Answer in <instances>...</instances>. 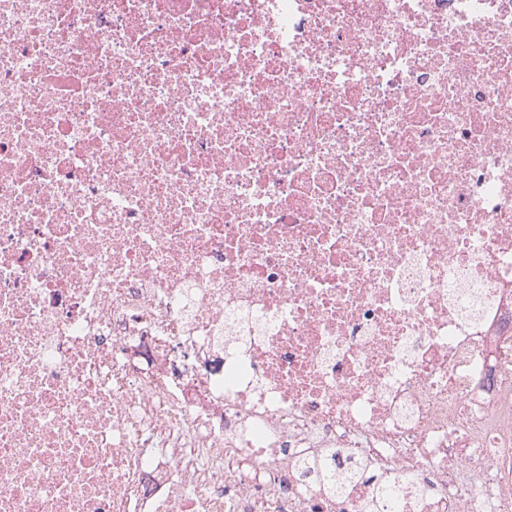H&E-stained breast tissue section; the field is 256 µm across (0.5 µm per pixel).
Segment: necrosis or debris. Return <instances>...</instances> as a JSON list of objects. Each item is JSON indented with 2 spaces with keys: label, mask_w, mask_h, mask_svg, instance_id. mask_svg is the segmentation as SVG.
Returning <instances> with one entry per match:
<instances>
[{
  "label": "necrosis or debris",
  "mask_w": 512,
  "mask_h": 512,
  "mask_svg": "<svg viewBox=\"0 0 512 512\" xmlns=\"http://www.w3.org/2000/svg\"><path fill=\"white\" fill-rule=\"evenodd\" d=\"M0 512H512V0H0Z\"/></svg>",
  "instance_id": "4bbe7bcc"
}]
</instances>
